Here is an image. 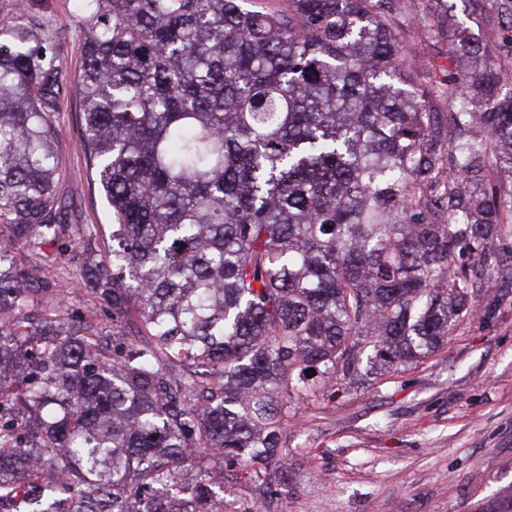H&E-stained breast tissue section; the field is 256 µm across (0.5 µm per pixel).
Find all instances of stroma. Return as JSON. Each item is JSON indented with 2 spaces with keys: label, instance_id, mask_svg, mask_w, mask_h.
Wrapping results in <instances>:
<instances>
[{
  "label": "stroma",
  "instance_id": "obj_1",
  "mask_svg": "<svg viewBox=\"0 0 512 512\" xmlns=\"http://www.w3.org/2000/svg\"><path fill=\"white\" fill-rule=\"evenodd\" d=\"M401 20L417 52L420 74L444 76L454 61L444 32L451 22L512 68L494 0H404ZM26 26L48 35L61 64L53 119L57 193L72 233L48 247L64 278L68 312L101 311L80 277L75 233L111 222V207L87 162L84 114L74 92L83 61V15L76 0H0V28ZM271 483L240 465L215 466L224 512H477L512 493V288L482 290L472 312L428 357L378 370L358 383L340 376L291 413L283 454L265 467Z\"/></svg>",
  "mask_w": 512,
  "mask_h": 512
}]
</instances>
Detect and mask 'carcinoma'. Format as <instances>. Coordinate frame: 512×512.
Listing matches in <instances>:
<instances>
[{
    "label": "carcinoma",
    "mask_w": 512,
    "mask_h": 512,
    "mask_svg": "<svg viewBox=\"0 0 512 512\" xmlns=\"http://www.w3.org/2000/svg\"><path fill=\"white\" fill-rule=\"evenodd\" d=\"M77 2L112 207L111 263L92 234L81 277L112 353L34 300L63 292L41 252L69 227L60 72L32 29H0V512H224L209 464L262 467L318 381L362 379L369 347L434 352L512 270L491 247L512 73L457 35V66L421 82L403 0Z\"/></svg>",
    "instance_id": "1"
}]
</instances>
